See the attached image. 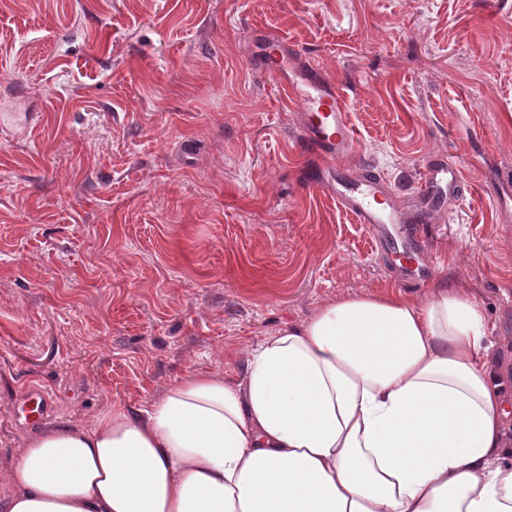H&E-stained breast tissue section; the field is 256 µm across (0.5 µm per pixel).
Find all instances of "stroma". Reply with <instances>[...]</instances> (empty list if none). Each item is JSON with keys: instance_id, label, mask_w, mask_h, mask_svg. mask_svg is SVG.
Listing matches in <instances>:
<instances>
[{"instance_id": "35a3bbf8", "label": "stroma", "mask_w": 512, "mask_h": 512, "mask_svg": "<svg viewBox=\"0 0 512 512\" xmlns=\"http://www.w3.org/2000/svg\"><path fill=\"white\" fill-rule=\"evenodd\" d=\"M313 62L359 139L339 166L387 177L431 279L314 185L284 90ZM0 117V465L31 390L89 427L194 373L242 379L276 330L390 288L476 296L512 393V0H0ZM445 154L466 185L433 211L417 186ZM264 69L273 77H280L288 67L286 43L281 38H268L263 45Z\"/></svg>"}]
</instances>
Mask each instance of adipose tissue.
I'll return each instance as SVG.
<instances>
[{"label": "adipose tissue", "mask_w": 512, "mask_h": 512, "mask_svg": "<svg viewBox=\"0 0 512 512\" xmlns=\"http://www.w3.org/2000/svg\"><path fill=\"white\" fill-rule=\"evenodd\" d=\"M478 300L436 286L336 299L255 350L92 427L48 423L0 512H512V395Z\"/></svg>", "instance_id": "obj_1"}]
</instances>
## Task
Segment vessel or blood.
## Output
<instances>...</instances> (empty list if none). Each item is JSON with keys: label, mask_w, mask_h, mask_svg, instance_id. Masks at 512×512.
Masks as SVG:
<instances>
[{"label": "vessel or blood", "mask_w": 512, "mask_h": 512, "mask_svg": "<svg viewBox=\"0 0 512 512\" xmlns=\"http://www.w3.org/2000/svg\"><path fill=\"white\" fill-rule=\"evenodd\" d=\"M262 56L264 68L278 77L288 67V52L283 39H266ZM297 101L305 139L310 149L327 160L326 171L332 181V194L351 214L356 223L368 225L375 241L387 251H400L403 259L415 263L420 275L430 274L429 266L416 264L413 241L398 235L396 225L407 223V216L388 204L387 182L377 175L349 179L335 167V159L350 152L355 142L346 95L340 88L323 84L314 73L301 75L290 88ZM464 180L458 161L451 156L439 158L428 166L418 184V191L432 205H445L455 198Z\"/></svg>", "instance_id": "vessel-or-blood-1"}]
</instances>
